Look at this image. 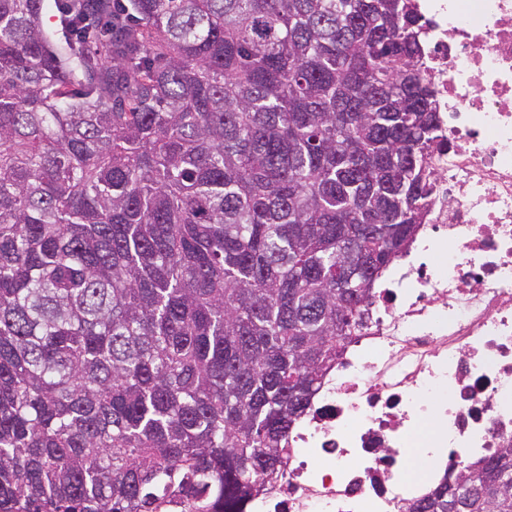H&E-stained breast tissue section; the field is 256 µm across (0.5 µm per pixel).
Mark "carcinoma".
Instances as JSON below:
<instances>
[{"label": "carcinoma", "instance_id": "1", "mask_svg": "<svg viewBox=\"0 0 512 512\" xmlns=\"http://www.w3.org/2000/svg\"><path fill=\"white\" fill-rule=\"evenodd\" d=\"M0 0V512L245 502L426 215L414 0ZM414 512H512V447Z\"/></svg>", "mask_w": 512, "mask_h": 512}]
</instances>
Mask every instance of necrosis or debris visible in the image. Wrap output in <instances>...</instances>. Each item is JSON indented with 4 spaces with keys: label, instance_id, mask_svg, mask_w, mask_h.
I'll use <instances>...</instances> for the list:
<instances>
[{
    "label": "necrosis or debris",
    "instance_id": "necrosis-or-debris-1",
    "mask_svg": "<svg viewBox=\"0 0 512 512\" xmlns=\"http://www.w3.org/2000/svg\"><path fill=\"white\" fill-rule=\"evenodd\" d=\"M440 141L428 215L245 512H411L512 446V0H418ZM438 471L409 476L416 448Z\"/></svg>",
    "mask_w": 512,
    "mask_h": 512
}]
</instances>
